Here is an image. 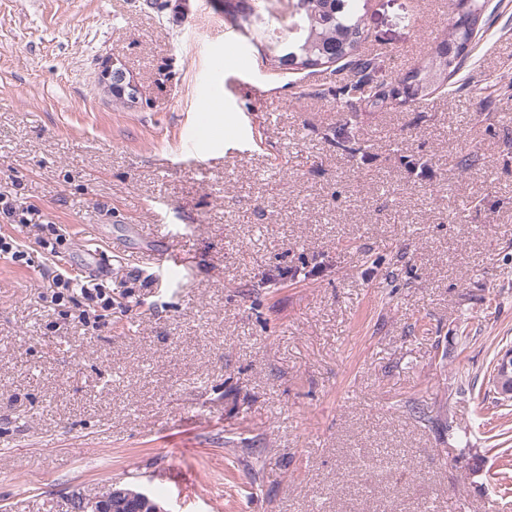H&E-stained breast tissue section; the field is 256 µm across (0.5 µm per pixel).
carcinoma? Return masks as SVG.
Listing matches in <instances>:
<instances>
[{
	"label": "carcinoma",
	"mask_w": 512,
	"mask_h": 512,
	"mask_svg": "<svg viewBox=\"0 0 512 512\" xmlns=\"http://www.w3.org/2000/svg\"><path fill=\"white\" fill-rule=\"evenodd\" d=\"M233 25L242 35H262L261 25L276 23L284 36L267 45L271 65L284 70H311L343 61L352 72V81L345 91L360 95L369 108L386 105V101L420 103L447 85L460 60L448 58V43L464 49L471 45L481 21L485 0H457L459 18L450 27L448 36L436 43L422 63L411 67L397 84L386 89L371 87L367 69L370 60L358 55L364 39L359 0H292V9H283L281 0H235Z\"/></svg>",
	"instance_id": "carcinoma-1"
}]
</instances>
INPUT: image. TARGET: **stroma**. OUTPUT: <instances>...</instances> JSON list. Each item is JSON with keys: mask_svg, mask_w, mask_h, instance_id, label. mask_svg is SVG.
Masks as SVG:
<instances>
[{"mask_svg": "<svg viewBox=\"0 0 512 512\" xmlns=\"http://www.w3.org/2000/svg\"><path fill=\"white\" fill-rule=\"evenodd\" d=\"M364 3L377 83L453 21ZM234 31L220 0H0V194L40 220L0 213V512L115 482L166 512H512V0L447 92L380 110ZM116 65L117 63L113 59L104 64L105 79L108 81V87L114 96L122 98L127 94L128 98L132 99L135 92L134 83L127 79L124 68Z\"/></svg>", "mask_w": 512, "mask_h": 512, "instance_id": "35a3bbf8", "label": "stroma"}]
</instances>
